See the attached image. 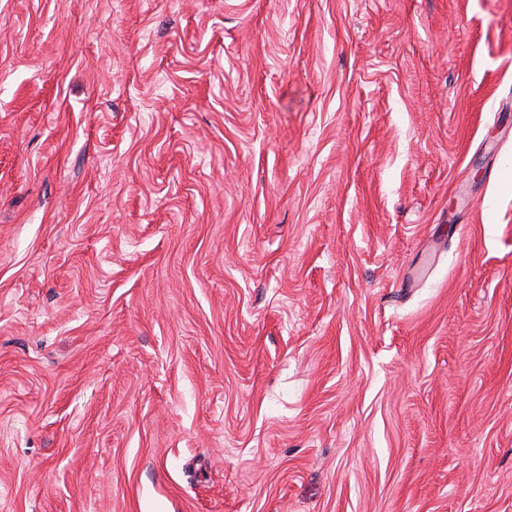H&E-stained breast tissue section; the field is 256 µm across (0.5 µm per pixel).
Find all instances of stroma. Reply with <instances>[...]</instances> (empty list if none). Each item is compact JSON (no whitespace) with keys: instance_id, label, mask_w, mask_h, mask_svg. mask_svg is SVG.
Masks as SVG:
<instances>
[{"instance_id":"1","label":"stroma","mask_w":512,"mask_h":512,"mask_svg":"<svg viewBox=\"0 0 512 512\" xmlns=\"http://www.w3.org/2000/svg\"><path fill=\"white\" fill-rule=\"evenodd\" d=\"M512 0H0V512H512Z\"/></svg>"}]
</instances>
